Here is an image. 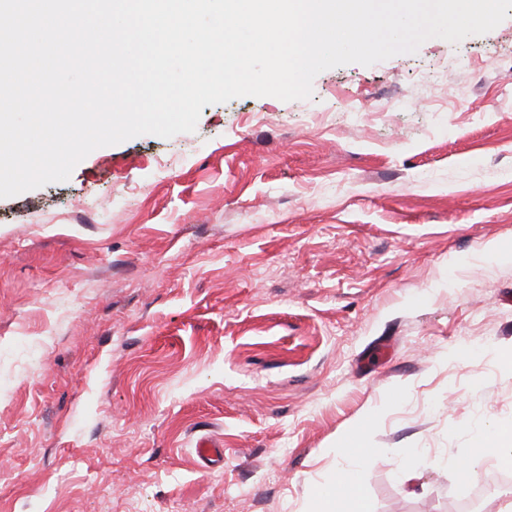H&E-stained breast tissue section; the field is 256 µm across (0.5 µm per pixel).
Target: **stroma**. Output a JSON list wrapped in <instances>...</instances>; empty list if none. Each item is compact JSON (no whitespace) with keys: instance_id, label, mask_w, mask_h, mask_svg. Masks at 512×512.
I'll list each match as a JSON object with an SVG mask.
<instances>
[{"instance_id":"obj_1","label":"stroma","mask_w":512,"mask_h":512,"mask_svg":"<svg viewBox=\"0 0 512 512\" xmlns=\"http://www.w3.org/2000/svg\"><path fill=\"white\" fill-rule=\"evenodd\" d=\"M490 243L512 253V8L0 198V512H314L353 441L369 512H500L512 472L445 464L512 424Z\"/></svg>"}]
</instances>
